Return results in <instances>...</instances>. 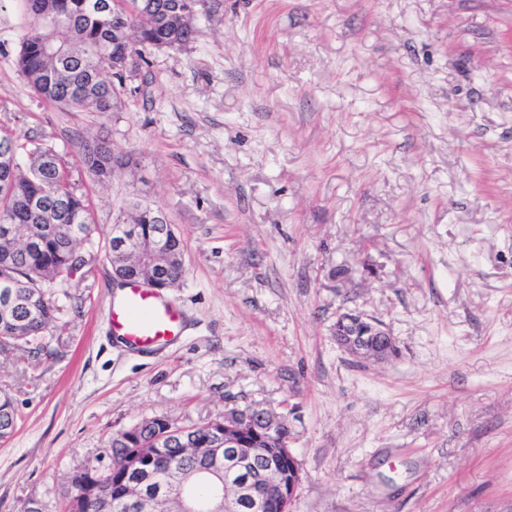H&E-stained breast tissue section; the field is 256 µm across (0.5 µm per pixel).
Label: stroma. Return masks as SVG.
<instances>
[{
    "label": "stroma",
    "instance_id": "obj_1",
    "mask_svg": "<svg viewBox=\"0 0 512 512\" xmlns=\"http://www.w3.org/2000/svg\"><path fill=\"white\" fill-rule=\"evenodd\" d=\"M27 23L0 0V130L132 156L111 181L73 176L103 229L136 196L166 212L186 274L165 295L187 327L130 352L109 262L59 280L45 351L0 355L21 416L0 512H60L113 434L228 405L284 414L291 512H512V0H208L104 113L33 94ZM346 311L398 355L342 351Z\"/></svg>",
    "mask_w": 512,
    "mask_h": 512
}]
</instances>
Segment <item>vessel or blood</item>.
I'll return each mask as SVG.
<instances>
[{"mask_svg":"<svg viewBox=\"0 0 512 512\" xmlns=\"http://www.w3.org/2000/svg\"><path fill=\"white\" fill-rule=\"evenodd\" d=\"M112 335L129 350L154 352L178 341L184 314L160 291L131 283L120 299L108 303Z\"/></svg>","mask_w":512,"mask_h":512,"instance_id":"b4317fda","label":"vessel or blood"}]
</instances>
